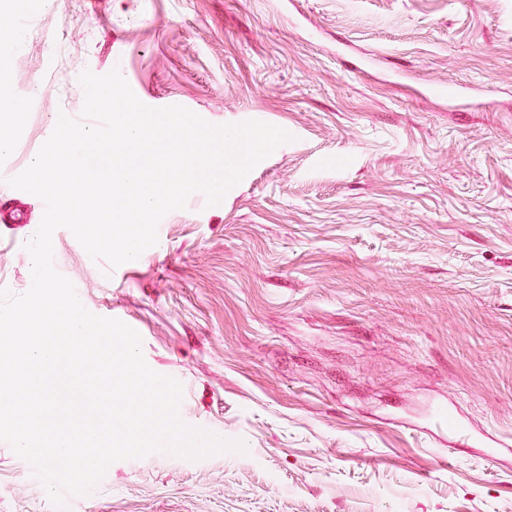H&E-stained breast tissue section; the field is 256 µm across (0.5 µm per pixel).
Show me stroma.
Wrapping results in <instances>:
<instances>
[{
    "label": "stroma",
    "instance_id": "stroma-1",
    "mask_svg": "<svg viewBox=\"0 0 512 512\" xmlns=\"http://www.w3.org/2000/svg\"><path fill=\"white\" fill-rule=\"evenodd\" d=\"M0 91V288L43 212L7 185L80 115L83 70L290 134L220 204L193 194L111 266L53 263L136 326L180 416L244 451L109 465L64 512H512V0H24ZM72 50L64 58L61 47ZM19 108L22 121L11 110ZM447 404L469 433L431 422ZM0 512H57L0 442Z\"/></svg>",
    "mask_w": 512,
    "mask_h": 512
}]
</instances>
